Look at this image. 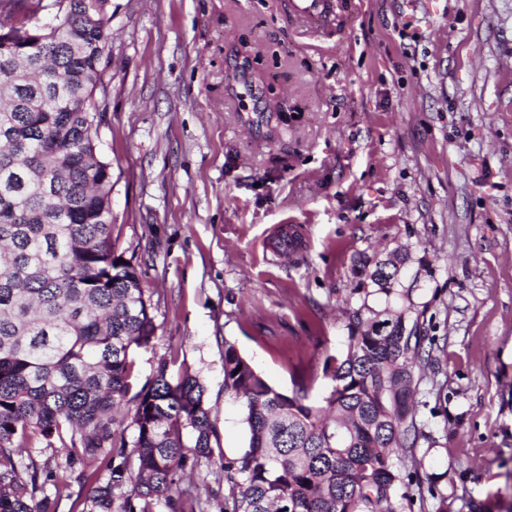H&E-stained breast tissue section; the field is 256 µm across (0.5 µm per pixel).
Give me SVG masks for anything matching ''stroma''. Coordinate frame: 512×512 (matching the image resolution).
I'll list each match as a JSON object with an SVG mask.
<instances>
[{
  "instance_id": "obj_1",
  "label": "stroma",
  "mask_w": 512,
  "mask_h": 512,
  "mask_svg": "<svg viewBox=\"0 0 512 512\" xmlns=\"http://www.w3.org/2000/svg\"><path fill=\"white\" fill-rule=\"evenodd\" d=\"M339 27L285 0H112L99 146L155 325L131 389L175 358L234 454L225 344L321 400L346 312L384 304L358 268L405 253L435 364L404 456L448 512H512V0H351ZM184 486L224 512L219 461Z\"/></svg>"
}]
</instances>
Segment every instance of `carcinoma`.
I'll use <instances>...</instances> for the list:
<instances>
[{"label":"carcinoma","instance_id":"carcinoma-1","mask_svg":"<svg viewBox=\"0 0 512 512\" xmlns=\"http://www.w3.org/2000/svg\"><path fill=\"white\" fill-rule=\"evenodd\" d=\"M0 23L21 47L0 65V512H58L71 496L69 467L44 492L40 465L19 449L59 444L91 466L110 458L84 512H195L182 486L187 460L211 459L215 430L206 389L174 360L126 400L132 354L154 336L150 303L136 266L112 240V165L99 149L104 107L101 62L108 47L109 0H69L58 29ZM47 49L44 65L27 56ZM404 258L357 274L386 305L348 312L344 348L325 362L333 383L320 405L298 389L269 384L232 344H224V390L240 401L248 446L220 456L228 486L224 512H405L408 487L438 477L402 473L394 450L423 432L414 418L432 342L398 288ZM133 402L125 437L122 405Z\"/></svg>","mask_w":512,"mask_h":512}]
</instances>
